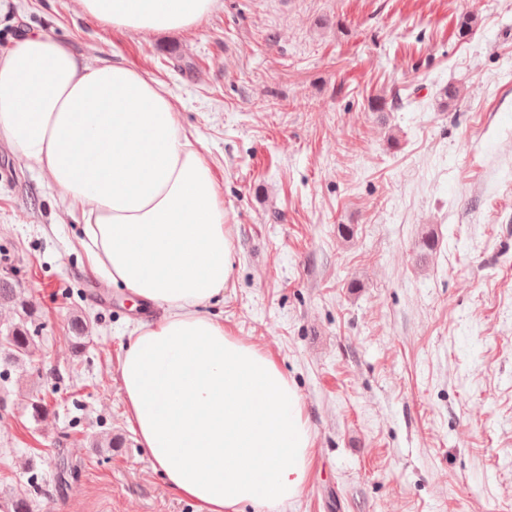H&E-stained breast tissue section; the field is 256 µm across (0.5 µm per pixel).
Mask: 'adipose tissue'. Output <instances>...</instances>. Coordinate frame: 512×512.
Instances as JSON below:
<instances>
[{
	"label": "adipose tissue",
	"instance_id": "adipose-tissue-1",
	"mask_svg": "<svg viewBox=\"0 0 512 512\" xmlns=\"http://www.w3.org/2000/svg\"><path fill=\"white\" fill-rule=\"evenodd\" d=\"M135 32L189 30L219 0H77ZM0 137L80 208L93 275L163 308L120 361L128 422L169 489L200 512H274L299 496L313 440L277 363L206 314L234 277L213 170L147 73L89 62L31 31L0 53Z\"/></svg>",
	"mask_w": 512,
	"mask_h": 512
}]
</instances>
